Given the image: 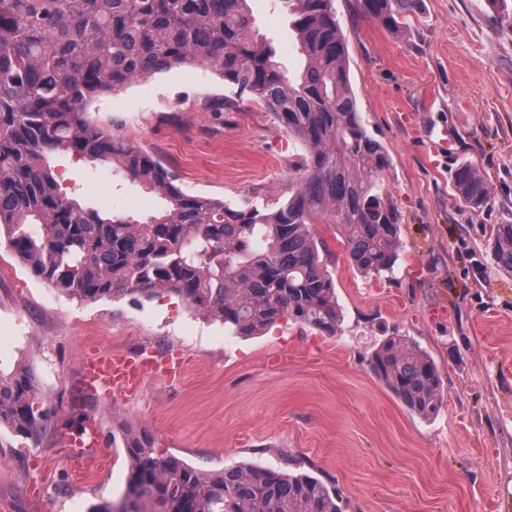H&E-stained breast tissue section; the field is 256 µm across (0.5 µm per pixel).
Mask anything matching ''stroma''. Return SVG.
<instances>
[{"label":"stroma","mask_w":512,"mask_h":512,"mask_svg":"<svg viewBox=\"0 0 512 512\" xmlns=\"http://www.w3.org/2000/svg\"><path fill=\"white\" fill-rule=\"evenodd\" d=\"M255 24L296 71L302 59L285 0H249ZM362 122L388 153L384 176L402 220L393 273L366 277L335 227L316 225L336 281V335L280 324L235 335L180 298L79 301L30 276L0 242V370L30 369L48 412L37 447L0 430L7 512H90L120 498L122 433L204 470L256 464L321 478L342 512H512V276L488 242L512 224V0H419L398 30L359 0H334ZM186 65L101 94L91 119L161 157L180 187L234 204L287 199L302 147L249 99ZM453 128L458 152L434 155ZM491 186L479 211L452 192L458 166ZM63 188L105 213L147 216L162 201L106 163L54 160ZM399 334L437 362L445 399L422 419L371 371L378 342ZM98 347L137 356L181 351L180 379L129 397L84 388L80 359ZM109 465L73 470L77 422ZM41 473L42 492L28 485Z\"/></svg>","instance_id":"35a3bbf8"}]
</instances>
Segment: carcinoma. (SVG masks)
I'll use <instances>...</instances> for the list:
<instances>
[{
	"mask_svg": "<svg viewBox=\"0 0 512 512\" xmlns=\"http://www.w3.org/2000/svg\"><path fill=\"white\" fill-rule=\"evenodd\" d=\"M417 0H361L397 30ZM303 57L290 74L255 29L248 0H0V234L31 276L81 301L171 294L241 336L284 318L335 335L340 314L326 247L333 224L365 275L393 269L401 214L384 189L385 149L365 130L349 80L348 47L333 0H288ZM183 64H197L271 112L304 148L296 191L271 209L191 195L157 157L91 121L94 97ZM110 163L157 195L148 217L103 215L62 188L51 156ZM452 189L469 209L490 199L478 169ZM490 249L512 276V224ZM370 368L421 418L444 401L432 356L388 336ZM34 374L0 372V427L32 445L46 413ZM129 473L117 502L92 512H342L319 478L257 465L204 471L128 432Z\"/></svg>",
	"mask_w": 512,
	"mask_h": 512,
	"instance_id": "carcinoma-1",
	"label": "carcinoma"
}]
</instances>
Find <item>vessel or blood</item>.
<instances>
[{"label":"vessel or blood","mask_w":512,"mask_h":512,"mask_svg":"<svg viewBox=\"0 0 512 512\" xmlns=\"http://www.w3.org/2000/svg\"><path fill=\"white\" fill-rule=\"evenodd\" d=\"M182 353L175 352L163 357H128L112 352L86 354L81 370L88 386H101L117 395L138 393L150 381L173 378L184 367Z\"/></svg>","instance_id":"b4317fda"}]
</instances>
